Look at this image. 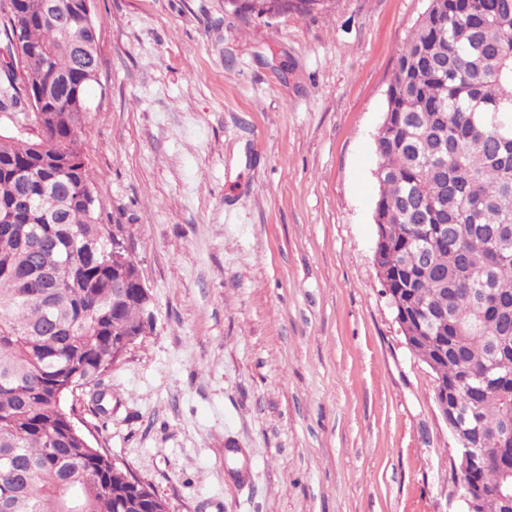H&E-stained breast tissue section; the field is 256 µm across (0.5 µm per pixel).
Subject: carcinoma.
<instances>
[{
  "instance_id": "obj_1",
  "label": "carcinoma",
  "mask_w": 512,
  "mask_h": 512,
  "mask_svg": "<svg viewBox=\"0 0 512 512\" xmlns=\"http://www.w3.org/2000/svg\"><path fill=\"white\" fill-rule=\"evenodd\" d=\"M44 0H0V112H20L39 130L32 140L0 130V512H157L129 468L70 427L81 392L107 413L103 378L119 361L123 337L143 330L134 254L112 259L78 138L86 90L99 53L92 33L72 28L88 67L42 20ZM324 0H234L257 17L307 14ZM22 49L48 58L25 67ZM387 107L375 135L378 197L374 224L380 283L394 311L410 319L407 346L448 388L478 405L488 435L512 433V0H428L398 50ZM28 178L30 209H11L15 173ZM66 266L42 286L33 256L46 243ZM476 472L458 471L459 495L478 486L487 512L512 450L489 451Z\"/></svg>"
}]
</instances>
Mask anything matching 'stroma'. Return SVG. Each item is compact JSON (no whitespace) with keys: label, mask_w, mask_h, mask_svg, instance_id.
Instances as JSON below:
<instances>
[{"label":"stroma","mask_w":512,"mask_h":512,"mask_svg":"<svg viewBox=\"0 0 512 512\" xmlns=\"http://www.w3.org/2000/svg\"><path fill=\"white\" fill-rule=\"evenodd\" d=\"M426 7L94 0L78 135L153 319L78 426L168 512H461L437 380L374 262V136ZM265 0H234L236 12L257 17L274 16L295 12L307 14L323 5L324 0H280L281 3L272 7L263 3Z\"/></svg>","instance_id":"1"}]
</instances>
